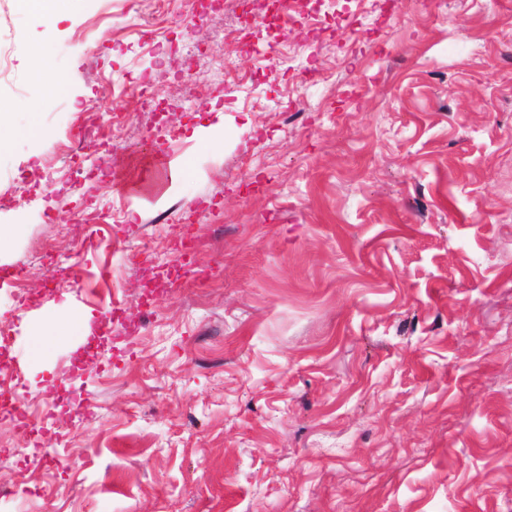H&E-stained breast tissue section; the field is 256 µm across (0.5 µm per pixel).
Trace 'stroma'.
Wrapping results in <instances>:
<instances>
[{"mask_svg": "<svg viewBox=\"0 0 512 512\" xmlns=\"http://www.w3.org/2000/svg\"><path fill=\"white\" fill-rule=\"evenodd\" d=\"M335 2L352 21L253 55L224 0H173L158 59L150 0H58L48 46L0 0V111L39 131L0 157V225L22 227L0 266L29 297L0 282V324L42 427L33 448L0 422V512H512V0ZM43 50L59 87L25 66ZM145 72L166 113L120 93ZM98 97L133 116L125 181L72 190L61 147ZM180 236L201 280L161 276ZM69 307L94 357L63 332L37 358ZM90 315L81 309H68L65 311V318H60L57 315L49 314L45 318L43 329L45 331L44 342L39 350V353L44 354L49 349L51 340L56 337L53 336L55 330L61 326L70 329L74 334L82 336L88 333Z\"/></svg>", "mask_w": 512, "mask_h": 512, "instance_id": "stroma-1", "label": "stroma"}]
</instances>
